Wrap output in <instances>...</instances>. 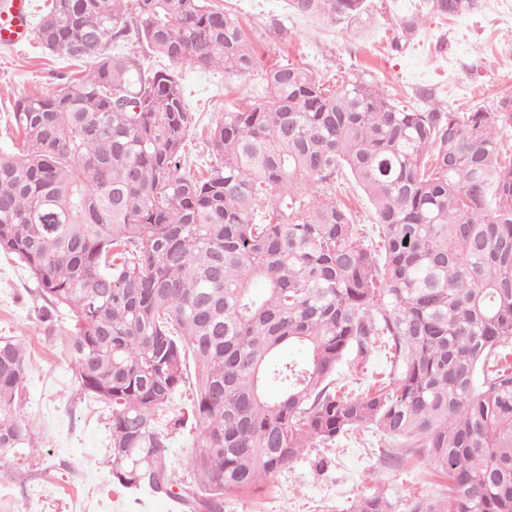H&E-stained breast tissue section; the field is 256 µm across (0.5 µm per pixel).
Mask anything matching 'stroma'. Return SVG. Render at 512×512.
Instances as JSON below:
<instances>
[{
  "mask_svg": "<svg viewBox=\"0 0 512 512\" xmlns=\"http://www.w3.org/2000/svg\"><path fill=\"white\" fill-rule=\"evenodd\" d=\"M216 2L247 21L260 62L242 78L219 68L181 70L196 127L184 164L194 169L212 163L201 130L223 115L230 99L263 101L264 69L285 61L304 63L325 79L359 77L421 110L428 107L420 95L427 88L443 107L458 112L512 96V0H482L469 16L428 18L413 30L408 23L419 0H369L365 13L341 28L289 14L283 0ZM279 26L291 31V41L276 35ZM71 71L37 38L14 47L0 44V150L15 137L16 101L55 93ZM39 291L22 265L0 256V336L23 339L30 352L15 416L32 423L34 439L33 449L0 458V512H166V496L135 494L113 483L107 464L111 410L81 390L67 354L65 324L57 322L55 332H47ZM194 394L193 384H186L158 422L168 437L171 480L175 489L188 492L197 488L186 464L197 437L175 420L186 413ZM405 453L400 440L360 430L336 445L307 449L255 495L225 497L223 512H352L356 500L376 490L391 499L395 512H407L412 498L443 494L444 480L426 458L409 460ZM392 456L403 457V464L388 466Z\"/></svg>",
  "mask_w": 512,
  "mask_h": 512,
  "instance_id": "obj_1",
  "label": "stroma"
}]
</instances>
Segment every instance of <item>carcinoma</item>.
I'll return each mask as SVG.
<instances>
[{"mask_svg": "<svg viewBox=\"0 0 512 512\" xmlns=\"http://www.w3.org/2000/svg\"><path fill=\"white\" fill-rule=\"evenodd\" d=\"M36 32L83 75L15 103L0 151V253L37 280L44 319L71 313L86 394L112 406V482L172 490L156 417L194 370L188 467L204 495H251L304 449L360 429L402 441L448 476L409 512H512V96L465 112L411 109L370 83L267 69L205 134L222 164L181 166L193 125L178 73L104 43L135 31L176 66L240 78L258 54L210 0H45ZM342 26L366 0H285ZM465 17L478 0H421ZM349 176L384 243L374 256L338 200ZM303 352L279 358L285 346ZM394 376L336 390L350 353ZM29 368L0 336V456L30 447L14 415ZM354 512H394L381 492Z\"/></svg>", "mask_w": 512, "mask_h": 512, "instance_id": "cac0c4a2", "label": "carcinoma"}]
</instances>
